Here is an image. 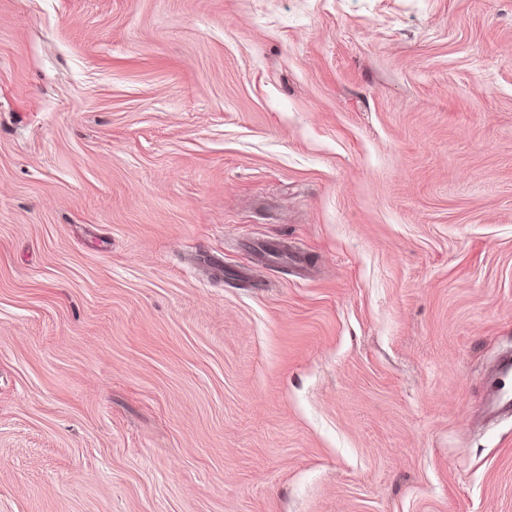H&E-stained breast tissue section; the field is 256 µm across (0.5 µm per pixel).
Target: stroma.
Wrapping results in <instances>:
<instances>
[{"instance_id":"1","label":"stroma","mask_w":512,"mask_h":512,"mask_svg":"<svg viewBox=\"0 0 512 512\" xmlns=\"http://www.w3.org/2000/svg\"><path fill=\"white\" fill-rule=\"evenodd\" d=\"M512 0H0V512H512Z\"/></svg>"}]
</instances>
